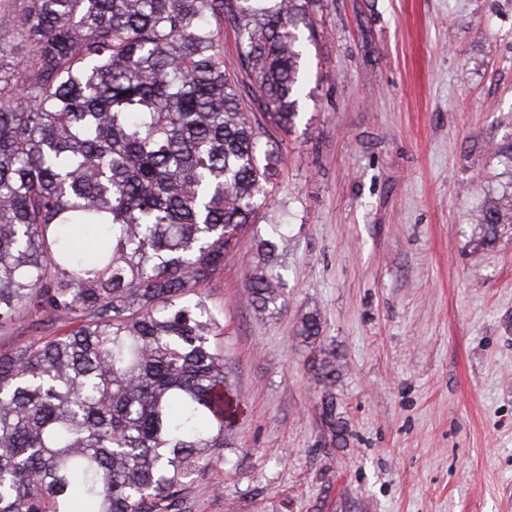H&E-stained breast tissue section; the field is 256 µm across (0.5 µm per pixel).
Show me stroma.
I'll list each match as a JSON object with an SVG mask.
<instances>
[{"label":"stroma","mask_w":512,"mask_h":512,"mask_svg":"<svg viewBox=\"0 0 512 512\" xmlns=\"http://www.w3.org/2000/svg\"><path fill=\"white\" fill-rule=\"evenodd\" d=\"M306 48L279 204L203 286L242 413L176 512H512V236L473 220L512 182V0H325ZM65 329L21 314L0 352ZM261 274L256 272L247 280V290L256 303V311L263 314L269 310L270 305L275 306L281 296L280 274H265L260 270Z\"/></svg>","instance_id":"obj_1"}]
</instances>
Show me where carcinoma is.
<instances>
[{"label":"carcinoma","instance_id":"cac0c4a2","mask_svg":"<svg viewBox=\"0 0 512 512\" xmlns=\"http://www.w3.org/2000/svg\"><path fill=\"white\" fill-rule=\"evenodd\" d=\"M323 0H28L0 72V325L68 319L0 353V512H170L233 443L221 314L202 285L274 203ZM263 110H241L224 24ZM512 231V193L475 213ZM282 276L255 273L263 314ZM5 50L3 62L15 64L25 58L27 61L31 57V47L28 44L20 42L15 31L11 27H0V49Z\"/></svg>","mask_w":512,"mask_h":512}]
</instances>
